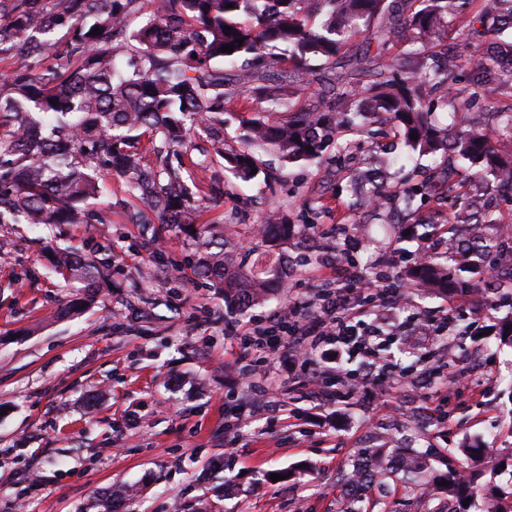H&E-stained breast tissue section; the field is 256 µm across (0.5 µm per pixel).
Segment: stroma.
Segmentation results:
<instances>
[{"instance_id":"35a3bbf8","label":"stroma","mask_w":512,"mask_h":512,"mask_svg":"<svg viewBox=\"0 0 512 512\" xmlns=\"http://www.w3.org/2000/svg\"><path fill=\"white\" fill-rule=\"evenodd\" d=\"M381 144L357 137L341 158L328 146L330 167L264 156L279 177L270 188L225 176L208 206L243 249L265 251L254 229L269 210L307 227L279 248L283 287L243 315L210 281L184 285L190 246L178 228L159 225L153 260L119 212L108 224H1L0 512H103L108 496L117 512H342L337 480L361 449L438 458L479 440L512 453V347L491 333L512 307L491 289L450 297L404 281L416 253L401 252L392 226L345 188ZM57 244L80 257L107 247L118 265L86 296L55 272ZM316 269L385 277L389 293L370 310L383 329L373 368L345 349L307 375L280 353L240 359L231 330L263 327L294 302L317 309ZM446 314L447 334L419 343L417 331ZM246 375L265 398H242ZM435 505L400 480L363 502L365 512Z\"/></svg>"}]
</instances>
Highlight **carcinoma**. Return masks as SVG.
Here are the masks:
<instances>
[{"instance_id": "carcinoma-1", "label": "carcinoma", "mask_w": 512, "mask_h": 512, "mask_svg": "<svg viewBox=\"0 0 512 512\" xmlns=\"http://www.w3.org/2000/svg\"><path fill=\"white\" fill-rule=\"evenodd\" d=\"M0 0V60L19 54L23 64L0 73V224H110L116 208L142 227V247H156L151 224H179L194 247L195 272L224 291L241 310L267 297L284 280L266 255L256 258L207 218L203 201L224 194L229 171L242 180L264 174L260 156L286 164L322 159L326 144L347 152L346 132L369 131L384 116L411 151L441 163L408 175L389 192L372 186L379 201L414 213L437 197L452 202L447 261L432 256L404 270L426 288H474L488 256L500 259L503 298H512V233L503 231L495 202H512V107L484 126L468 122L474 100L512 97V0ZM463 21L473 45L468 60L476 91L456 89L461 56L448 48V24ZM99 29L93 34L91 30ZM63 32L54 44L47 36ZM367 31L366 46L354 47ZM242 45H237L238 39ZM232 45L234 52L223 53ZM401 52L394 54L395 46ZM316 58L326 71L307 66ZM366 73L362 84L355 78ZM314 82L312 101L296 106ZM234 85L260 94L265 114L239 120L240 147H224V93ZM444 97L455 121L435 118L433 97ZM418 139H411V134ZM208 144L192 156L193 140ZM468 164L463 180L443 166L449 156ZM257 172H252V169ZM119 176L134 204L114 202L106 184ZM295 225L278 211L264 218L263 236L287 241ZM107 257L77 260L55 253L63 279L95 294ZM499 343L512 347V317L495 324ZM496 449L464 444L448 450L446 471L415 448H364L341 480L349 500L356 489L399 474L427 493L446 482L433 512H473L478 496L487 512H512V485ZM469 506H463L465 500Z\"/></svg>"}]
</instances>
